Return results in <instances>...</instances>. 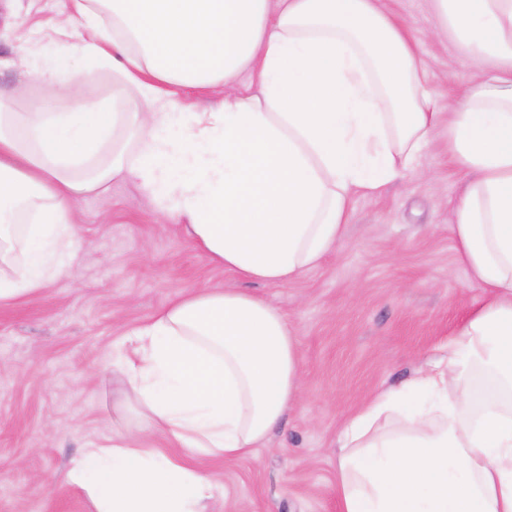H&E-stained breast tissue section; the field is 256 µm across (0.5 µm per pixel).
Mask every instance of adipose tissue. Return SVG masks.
Returning <instances> with one entry per match:
<instances>
[{
  "instance_id": "1",
  "label": "adipose tissue",
  "mask_w": 512,
  "mask_h": 512,
  "mask_svg": "<svg viewBox=\"0 0 512 512\" xmlns=\"http://www.w3.org/2000/svg\"><path fill=\"white\" fill-rule=\"evenodd\" d=\"M431 2L476 73L448 103V153L470 174L452 231L481 296L437 359L341 429L338 512H512V0ZM57 32L121 82L92 105L39 46L21 56L71 108L18 112L0 94V300L61 274L73 202L115 180L225 271L299 279L335 248L355 194L414 169L438 120L419 44L384 0H70ZM180 87L222 94L195 110ZM123 344L112 370L147 430L83 449L70 478L95 512H206L214 485L192 457L253 453L302 400L286 316L241 288L180 297Z\"/></svg>"
}]
</instances>
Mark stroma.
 <instances>
[{"mask_svg": "<svg viewBox=\"0 0 512 512\" xmlns=\"http://www.w3.org/2000/svg\"><path fill=\"white\" fill-rule=\"evenodd\" d=\"M420 44L439 111L473 79L430 0H389ZM63 0H0V91L21 79L22 41L66 53L85 101L111 98V67L65 52L52 25ZM466 173L448 154L440 119L417 170L378 197L356 195L335 252L304 277L246 282L284 311L303 368V399L268 445L237 459L194 458L217 488L208 512H337L336 435L373 392L400 386L438 357L478 295L455 257L452 203ZM80 234L66 274L0 301V512H95L67 474L83 448L139 424L115 411L112 356L123 334L175 298L237 279L179 225L158 223L130 181L74 208Z\"/></svg>", "mask_w": 512, "mask_h": 512, "instance_id": "35a3bbf8", "label": "stroma"}]
</instances>
